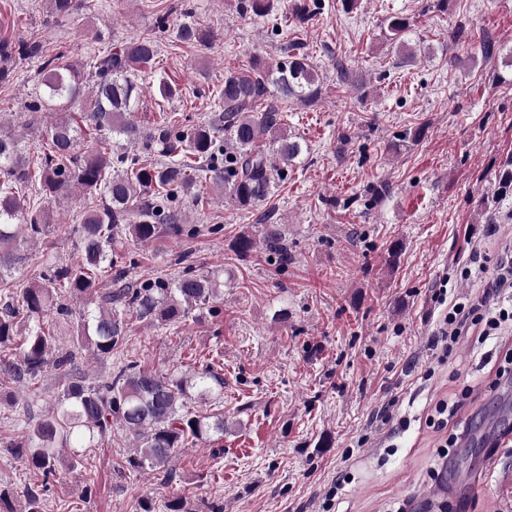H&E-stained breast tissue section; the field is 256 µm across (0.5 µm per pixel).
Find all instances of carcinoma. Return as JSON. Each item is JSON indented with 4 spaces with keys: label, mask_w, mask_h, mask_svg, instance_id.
Listing matches in <instances>:
<instances>
[{
    "label": "carcinoma",
    "mask_w": 512,
    "mask_h": 512,
    "mask_svg": "<svg viewBox=\"0 0 512 512\" xmlns=\"http://www.w3.org/2000/svg\"><path fill=\"white\" fill-rule=\"evenodd\" d=\"M274 2L240 0V8L264 18ZM318 2L291 0L296 23H308ZM408 30L407 19L392 16L386 37L403 44ZM178 36L197 44L211 39L210 32L193 22L183 23ZM15 53L39 61L41 80L30 112L44 106L62 114L44 131L47 149L38 161L41 191L52 199L77 188L97 201L73 229L81 244L80 259L53 265L40 279L12 288L6 277L20 260L17 239L44 236L50 213L16 195L17 186L31 178L29 161L19 139L0 134V347L13 345L16 350L15 356L0 358V383L32 381L49 366L63 376L52 407L36 420L28 415L20 420L21 433L0 449L42 476L41 483L23 489L25 512H42L61 457H68L70 470L77 469L86 449L97 447L115 423L135 442L127 468L165 477L182 448L224 439V412L205 408L224 399V378L212 367L162 372L130 360L90 382L77 367L76 352L86 349L110 358L123 350L133 318L165 328L211 309L219 296V272L187 270L169 282L130 285L123 241L147 244L166 231L184 235L188 194L203 180L227 189L243 209L267 200L275 175H284L285 166L302 152L300 142L282 129L283 109L268 98L277 92L310 103L321 94V81L303 53L292 52L275 64L255 58L248 68L224 74L221 114L215 120L185 125L172 117L144 128L132 112L139 100L138 78L152 69L158 55L155 38L133 40L96 56L87 94L66 52L51 54L36 41L16 47L0 42V61ZM77 102L82 103L80 114L72 116ZM88 127L99 137L93 148L82 152L78 143ZM220 130L226 136L225 149L217 145ZM266 135L272 144L269 151L260 146ZM131 145L161 160L143 166L127 152ZM264 245L280 264H288V246L277 225H268ZM105 268L114 271V290L97 288L95 272ZM63 291L79 303L76 335L67 347L59 345L56 327L46 322L50 315L64 323L74 316L63 303ZM192 402L202 408L189 410Z\"/></svg>",
    "instance_id": "obj_1"
}]
</instances>
